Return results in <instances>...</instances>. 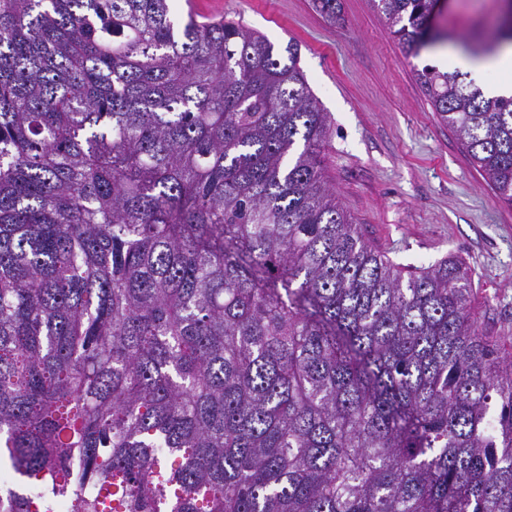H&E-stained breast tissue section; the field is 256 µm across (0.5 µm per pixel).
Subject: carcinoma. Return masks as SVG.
Wrapping results in <instances>:
<instances>
[{
    "label": "carcinoma",
    "mask_w": 512,
    "mask_h": 512,
    "mask_svg": "<svg viewBox=\"0 0 512 512\" xmlns=\"http://www.w3.org/2000/svg\"><path fill=\"white\" fill-rule=\"evenodd\" d=\"M299 58L174 0H0V512H512V360L461 260L365 240ZM418 80L512 205V95Z\"/></svg>",
    "instance_id": "1"
}]
</instances>
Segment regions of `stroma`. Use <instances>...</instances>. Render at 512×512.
I'll return each mask as SVG.
<instances>
[{
	"mask_svg": "<svg viewBox=\"0 0 512 512\" xmlns=\"http://www.w3.org/2000/svg\"><path fill=\"white\" fill-rule=\"evenodd\" d=\"M300 46V66L331 120L326 175L377 251L405 268L459 257L472 271L475 313L512 358V206L498 200L423 92L426 54H407L370 0H175ZM501 0H446L435 16L456 49L491 38Z\"/></svg>",
	"mask_w": 512,
	"mask_h": 512,
	"instance_id": "1",
	"label": "stroma"
}]
</instances>
